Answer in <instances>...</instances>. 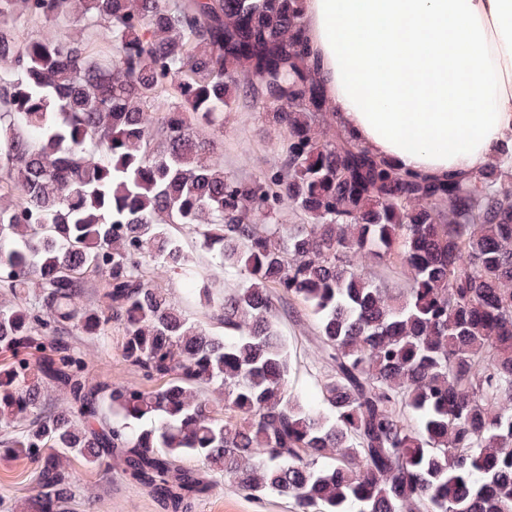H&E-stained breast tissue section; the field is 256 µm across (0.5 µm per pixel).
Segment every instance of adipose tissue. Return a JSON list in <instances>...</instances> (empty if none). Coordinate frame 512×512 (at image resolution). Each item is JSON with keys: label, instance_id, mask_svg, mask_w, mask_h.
Wrapping results in <instances>:
<instances>
[{"label": "adipose tissue", "instance_id": "obj_1", "mask_svg": "<svg viewBox=\"0 0 512 512\" xmlns=\"http://www.w3.org/2000/svg\"><path fill=\"white\" fill-rule=\"evenodd\" d=\"M341 127L433 178L512 147V0H304Z\"/></svg>", "mask_w": 512, "mask_h": 512}]
</instances>
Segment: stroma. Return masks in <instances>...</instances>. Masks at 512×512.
Here are the masks:
<instances>
[{
    "label": "stroma",
    "instance_id": "stroma-1",
    "mask_svg": "<svg viewBox=\"0 0 512 512\" xmlns=\"http://www.w3.org/2000/svg\"><path fill=\"white\" fill-rule=\"evenodd\" d=\"M224 167L238 177L250 179L260 175L274 162L284 142L282 132L265 126L257 112L240 108L224 115ZM302 312L301 322L283 321L281 328L297 358V367L289 379L291 392L305 401H315L325 375L324 361L314 340V320L305 315L302 303H295ZM121 327L108 329L106 335L90 337L73 333L72 339L86 353L87 376L90 382H115L138 388H150V380L124 362L121 356ZM184 467L196 470L212 484L211 493L192 500L187 512H290L288 500L277 496L253 499L226 488L222 474L209 470L196 458H188ZM75 499L70 512H163L147 491L128 488L118 462L109 469L91 470L74 464ZM36 466L28 460L0 459V499L6 503L24 502L34 492Z\"/></svg>",
    "mask_w": 512,
    "mask_h": 512
}]
</instances>
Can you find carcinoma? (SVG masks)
I'll list each match as a JSON object with an SVG mask.
<instances>
[{
  "label": "carcinoma",
  "mask_w": 512,
  "mask_h": 512,
  "mask_svg": "<svg viewBox=\"0 0 512 512\" xmlns=\"http://www.w3.org/2000/svg\"><path fill=\"white\" fill-rule=\"evenodd\" d=\"M17 16L51 27L29 40ZM0 64V188L20 194L0 208V458L36 463L31 512L113 457L166 512L211 489L186 457L292 512H512V168L434 179L348 135L303 0H0ZM240 107L285 137L251 181L203 134ZM174 226L236 286L196 281ZM151 266L183 272L216 329ZM290 300L326 360L318 404L288 390ZM114 323L156 386L89 382L70 329Z\"/></svg>",
  "instance_id": "1"
}]
</instances>
